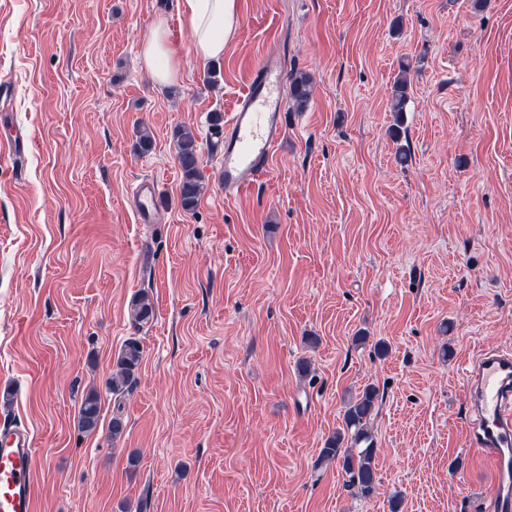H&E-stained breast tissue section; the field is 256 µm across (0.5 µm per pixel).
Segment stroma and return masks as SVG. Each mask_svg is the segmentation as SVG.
I'll list each match as a JSON object with an SVG mask.
<instances>
[{
  "label": "stroma",
  "mask_w": 512,
  "mask_h": 512,
  "mask_svg": "<svg viewBox=\"0 0 512 512\" xmlns=\"http://www.w3.org/2000/svg\"><path fill=\"white\" fill-rule=\"evenodd\" d=\"M160 18L171 85L139 61ZM191 45L178 0H0V142L28 140L0 152V416L38 450L37 512H484L496 474L467 440L463 366L512 350V0H239L223 58ZM270 51L312 97L228 201L215 117ZM183 128L201 145L191 211ZM132 337L137 383L117 401ZM369 386L364 498L319 455ZM176 154L182 169L183 180L180 187V201L184 210H192L201 194L198 160L200 145L197 137L189 130L177 135ZM158 184L154 181H143L136 189V211L140 223L151 224L154 221L153 211L158 197ZM143 356V347L138 339H128L119 351L112 376L107 384L115 398L128 392L137 382L136 372ZM101 398L97 391L89 392L81 403L78 424L86 433L94 432L99 424Z\"/></svg>",
  "instance_id": "1"
}]
</instances>
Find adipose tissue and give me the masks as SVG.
Instances as JSON below:
<instances>
[{
    "label": "adipose tissue",
    "instance_id": "adipose-tissue-1",
    "mask_svg": "<svg viewBox=\"0 0 512 512\" xmlns=\"http://www.w3.org/2000/svg\"><path fill=\"white\" fill-rule=\"evenodd\" d=\"M238 0H180L181 23L192 35L195 57L207 62L224 55L238 24ZM139 56L146 72L160 84L175 82L181 71V58L169 39L165 21H156L143 36Z\"/></svg>",
    "mask_w": 512,
    "mask_h": 512
}]
</instances>
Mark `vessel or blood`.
<instances>
[{"mask_svg": "<svg viewBox=\"0 0 512 512\" xmlns=\"http://www.w3.org/2000/svg\"><path fill=\"white\" fill-rule=\"evenodd\" d=\"M284 85L275 54H267L215 142L224 167L225 199L252 188L266 174L283 132ZM157 188V183L144 181L136 189L141 223L154 221ZM467 373L474 414L469 444L497 474L484 508L512 512V352L485 353L469 364ZM35 459L27 429L0 425V512H36Z\"/></svg>", "mask_w": 512, "mask_h": 512, "instance_id": "1", "label": "vessel or blood"}]
</instances>
